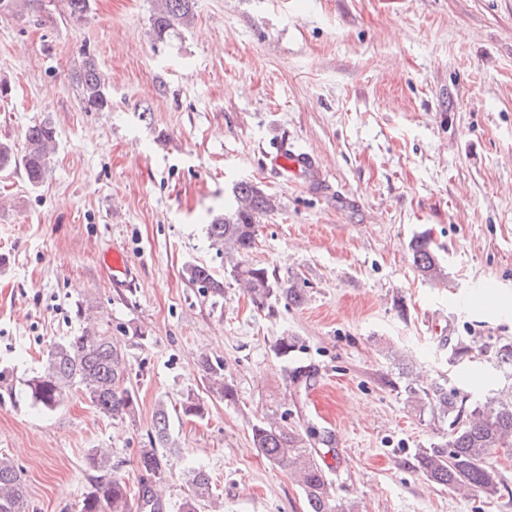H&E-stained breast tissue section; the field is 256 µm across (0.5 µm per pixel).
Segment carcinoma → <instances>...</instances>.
I'll list each match as a JSON object with an SVG mask.
<instances>
[{
  "label": "carcinoma",
  "instance_id": "carcinoma-1",
  "mask_svg": "<svg viewBox=\"0 0 512 512\" xmlns=\"http://www.w3.org/2000/svg\"><path fill=\"white\" fill-rule=\"evenodd\" d=\"M194 0H157L152 25L162 38L193 17ZM80 100L87 112H104L110 98L99 63L87 52L74 74ZM56 131L48 120L27 127L21 146L0 142V170L21 169L28 183L37 187L49 171L50 154L54 150ZM236 205L212 217L207 237L216 254L225 258V273L245 286L254 305L272 309L273 303L285 301L298 305L304 301L302 289L288 279L275 278L264 267L248 262V254L256 244L260 219L277 210L276 199L251 181H240L233 189ZM412 265L423 279L437 284L445 278L432 239L427 234L415 237L409 244ZM189 283L218 300L224 296V281L217 279L211 268L188 262L183 268ZM91 307L80 305L78 317L84 324L77 333L54 344L47 353L41 371L27 380L31 404L45 412L61 408L75 392L82 393L104 416L122 420L133 415L137 396L127 385V357L112 345V336L92 320ZM298 338L280 336L274 344L278 357L287 359L295 351ZM210 392L228 402L236 392L224 379V365L207 355L200 358ZM415 402H428L440 416L448 419L447 439L421 450L417 468L428 481L453 492L467 490L489 500L512 499V489L496 466V455L512 448V397L492 396L479 403L453 386L443 384L413 390ZM252 445L271 464L288 470L300 485L309 512H354L331 493L324 468L316 459V451L307 447L306 439L274 421L251 426ZM169 414L159 405L153 416L150 447L138 455L142 472L139 483L130 486L112 476L110 456L93 448L88 463L97 472L93 483L76 503V512H167V505L155 490L168 469L173 452ZM186 483L188 494L179 512H202L213 508V484L209 472L201 467L190 470ZM0 512H27L26 488L19 471L6 456L0 455Z\"/></svg>",
  "mask_w": 512,
  "mask_h": 512
}]
</instances>
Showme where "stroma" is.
Returning <instances> with one entry per match:
<instances>
[{"label":"stroma","instance_id":"stroma-1","mask_svg":"<svg viewBox=\"0 0 512 512\" xmlns=\"http://www.w3.org/2000/svg\"><path fill=\"white\" fill-rule=\"evenodd\" d=\"M154 8L90 0L75 20L64 0H17L0 15V140L45 119L56 131L41 186L0 172V454L28 512H75L92 448L137 482L156 408L190 394L208 414L171 418L168 512L193 467L212 475L219 512H307L252 446L270 417L310 435L334 496L358 512H512L416 470L448 422L406 390L512 392L496 357L512 343V0H195L161 40ZM86 51L106 78L103 112L84 110L73 79ZM281 145L316 157L313 177L273 164ZM242 180L278 203L249 260L296 281L301 305L257 309L230 279L215 304L183 276L190 261L223 276L206 226ZM423 233L443 283L412 265ZM81 304L128 355L133 417L79 394L45 413L24 393L79 329ZM285 334L299 339L286 360L274 351ZM458 344L472 354L453 364ZM203 354L223 360L235 401L206 390Z\"/></svg>","mask_w":512,"mask_h":512}]
</instances>
